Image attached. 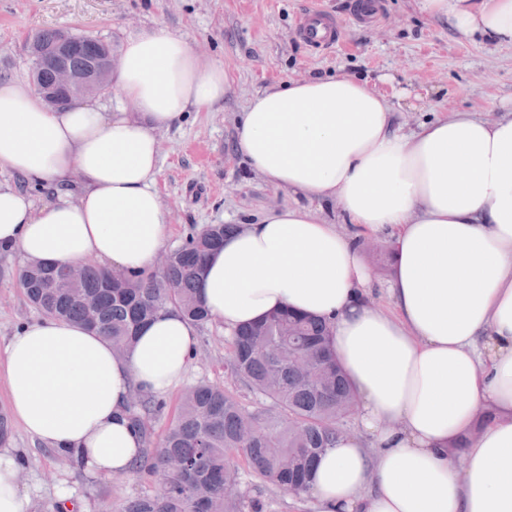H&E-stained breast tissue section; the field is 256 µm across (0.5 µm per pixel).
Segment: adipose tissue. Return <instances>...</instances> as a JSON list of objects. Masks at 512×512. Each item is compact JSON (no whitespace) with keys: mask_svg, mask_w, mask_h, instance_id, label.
<instances>
[{"mask_svg":"<svg viewBox=\"0 0 512 512\" xmlns=\"http://www.w3.org/2000/svg\"><path fill=\"white\" fill-rule=\"evenodd\" d=\"M458 36L512 44V0H417ZM111 108L48 110L27 84L0 80V168L38 183V201L0 180V253L107 270L151 268L169 211L157 134L223 106V64L202 62L163 28L124 42ZM234 150L276 188L307 198L227 237L198 294L225 331L284 307L325 320L359 395V432L320 459L321 512H512V107L494 118L443 113L410 133L385 95L346 74L258 92ZM391 232L387 306L357 238L311 209ZM195 328L168 311L115 354L77 323L21 324L0 355L8 409L31 438L120 474L141 455L128 407L135 387L165 395L185 380ZM493 413L478 421L479 410ZM468 439L466 466L454 445ZM18 457L0 450V512H26Z\"/></svg>","mask_w":512,"mask_h":512,"instance_id":"adipose-tissue-1","label":"adipose tissue"}]
</instances>
